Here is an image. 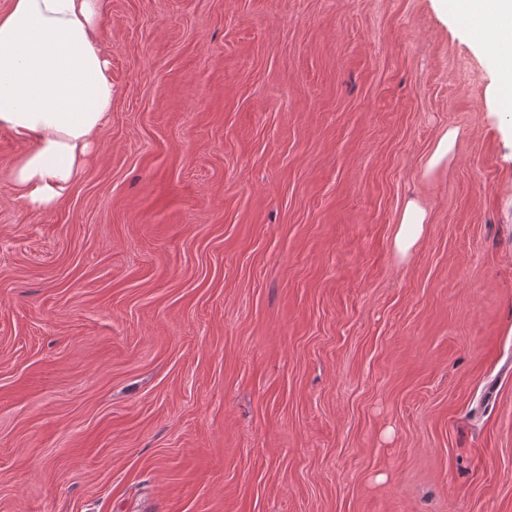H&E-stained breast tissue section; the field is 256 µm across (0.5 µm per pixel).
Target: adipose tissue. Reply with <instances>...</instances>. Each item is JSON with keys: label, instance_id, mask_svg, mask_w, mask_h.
I'll return each instance as SVG.
<instances>
[{"label": "adipose tissue", "instance_id": "obj_1", "mask_svg": "<svg viewBox=\"0 0 512 512\" xmlns=\"http://www.w3.org/2000/svg\"><path fill=\"white\" fill-rule=\"evenodd\" d=\"M444 6L456 23L481 21L489 45H512V0ZM98 20L99 0H10L0 12V127L27 145L12 173L34 206H51L77 178L112 110Z\"/></svg>", "mask_w": 512, "mask_h": 512}]
</instances>
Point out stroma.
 Here are the masks:
<instances>
[{"label": "stroma", "mask_w": 512, "mask_h": 512, "mask_svg": "<svg viewBox=\"0 0 512 512\" xmlns=\"http://www.w3.org/2000/svg\"><path fill=\"white\" fill-rule=\"evenodd\" d=\"M100 3L112 112L54 206L0 128V512H512V112L477 25ZM457 134V130L450 129L440 136L429 158V168L433 169L440 166L443 162H447L448 154L454 146ZM427 217L426 209L418 201L407 202L394 240L399 253L406 255L420 240L427 224Z\"/></svg>", "instance_id": "1"}]
</instances>
